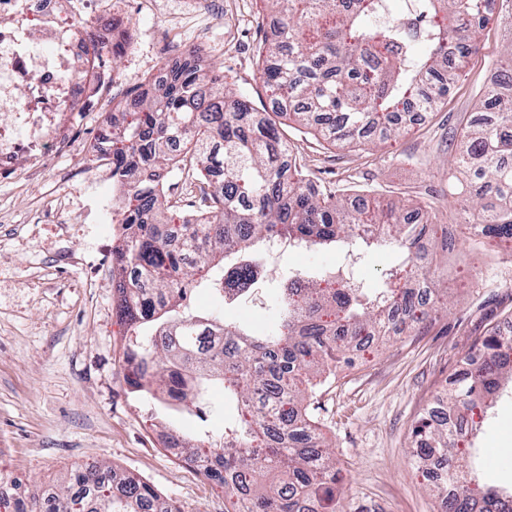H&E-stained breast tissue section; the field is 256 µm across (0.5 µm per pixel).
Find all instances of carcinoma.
Wrapping results in <instances>:
<instances>
[{
  "mask_svg": "<svg viewBox=\"0 0 512 512\" xmlns=\"http://www.w3.org/2000/svg\"><path fill=\"white\" fill-rule=\"evenodd\" d=\"M279 27L260 47V78L280 107L258 110L236 95L220 71H175L153 97L116 103L112 182L126 187L112 203L123 226L112 249L116 314L132 331L123 363L128 385L206 421L209 392L235 402L224 431L193 438L174 433L171 447L234 499L233 512H347L346 468L307 412V399L336 369L351 364L363 340L423 325L444 304L429 253L449 246L448 230L425 211L336 193L297 162L281 118L313 129L331 147L374 144L404 133L402 112H433L454 90L458 69L478 44L470 34L493 17L497 0H416L415 22L390 19L393 0H262ZM125 48L92 52L97 87ZM492 93L478 99L490 114L468 122L451 165L466 182L459 226L473 242H512V40ZM197 179L188 217L172 211L165 173ZM291 246L393 244L404 259L376 288L340 271L288 280L274 302L275 327L259 332L224 319L257 284L263 251ZM207 288L216 314L200 316L192 298ZM512 337L489 328L465 358L467 369L447 400L424 411L410 434V454L444 512H505L512 490L481 484L468 469L469 419L487 407L506 376ZM12 512H183L136 477L94 463Z\"/></svg>",
  "mask_w": 512,
  "mask_h": 512,
  "instance_id": "carcinoma-1",
  "label": "carcinoma"
}]
</instances>
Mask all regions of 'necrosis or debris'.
Instances as JSON below:
<instances>
[{
    "instance_id": "4bbe7bcc",
    "label": "necrosis or debris",
    "mask_w": 512,
    "mask_h": 512,
    "mask_svg": "<svg viewBox=\"0 0 512 512\" xmlns=\"http://www.w3.org/2000/svg\"><path fill=\"white\" fill-rule=\"evenodd\" d=\"M61 0H0V177L53 167L57 149L70 146V111L91 95L82 67L93 47L127 40L117 17L95 24L59 22ZM39 19L38 41L24 43L14 19Z\"/></svg>"
}]
</instances>
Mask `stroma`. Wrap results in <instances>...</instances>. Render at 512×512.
<instances>
[{
  "label": "stroma",
  "mask_w": 512,
  "mask_h": 512,
  "mask_svg": "<svg viewBox=\"0 0 512 512\" xmlns=\"http://www.w3.org/2000/svg\"><path fill=\"white\" fill-rule=\"evenodd\" d=\"M209 2L201 9L194 0H63L67 17L127 18L132 41L113 81L75 110L72 137L79 149L56 156L58 180L0 179V448L7 451L0 479L48 486L99 461L136 475L184 512L231 510L221 489L164 446L171 424L220 434L228 411L223 392L214 391L202 422L132 391L123 365L130 332L112 311V250L123 228L82 223L72 210L60 224L53 215L59 194L79 195L86 204L110 194L111 180L98 175L104 167L96 151L100 121L113 101L146 94L145 77L177 48H193L206 68L222 71L256 108H271L274 97L260 79L257 57L270 32L260 0ZM477 37L479 50L448 100L422 113L400 137L366 150H328L290 120L282 126L284 137L326 185L429 206L445 223H458L462 185L449 178L448 162L461 122L476 118L478 94L490 89L512 38V18L492 19ZM453 239L450 249L434 254L433 267L455 306L423 329L364 347L353 366L317 392L320 428L347 463L349 512L439 510L410 460L411 428L462 370L475 341L512 312V254L475 247L459 233ZM401 259L397 247L382 246L349 271L373 286ZM341 263L334 251L282 247L268 256L267 276L254 293L224 316L272 327L268 301L284 279ZM476 444L486 453L483 477L512 482V396L498 398Z\"/></svg>",
  "instance_id": "35a3bbf8"
}]
</instances>
